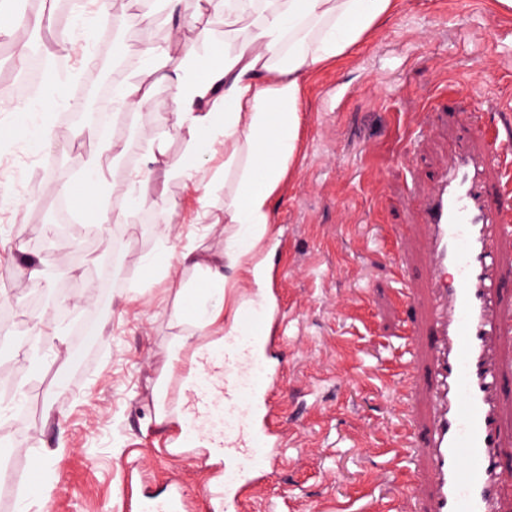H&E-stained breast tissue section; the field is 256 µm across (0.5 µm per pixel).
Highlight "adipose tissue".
Returning a JSON list of instances; mask_svg holds the SVG:
<instances>
[{"instance_id":"ef3b65f1","label":"adipose tissue","mask_w":512,"mask_h":512,"mask_svg":"<svg viewBox=\"0 0 512 512\" xmlns=\"http://www.w3.org/2000/svg\"><path fill=\"white\" fill-rule=\"evenodd\" d=\"M397 0H239L225 8V22L254 15L248 33L225 40L224 53H204L201 45L185 49L180 59L168 50L144 47L138 81H125L122 95L130 111H141L151 90L167 83L172 91L171 123L189 148L170 156L167 136L150 132L148 161L165 174L201 186L204 162L215 147L224 150V169L237 185L224 198V221L237 228L233 245L220 260L184 253L183 263L205 273L203 292L179 289L182 313L206 332L224 310L230 275L258 274L265 265L261 242L271 222L272 201L299 149L303 87L306 77L337 60L369 36L394 12ZM107 183L99 151L88 157L82 180L92 225L108 224L100 190Z\"/></svg>"}]
</instances>
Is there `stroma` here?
<instances>
[{
  "instance_id": "35a3bbf8",
  "label": "stroma",
  "mask_w": 512,
  "mask_h": 512,
  "mask_svg": "<svg viewBox=\"0 0 512 512\" xmlns=\"http://www.w3.org/2000/svg\"><path fill=\"white\" fill-rule=\"evenodd\" d=\"M139 5L128 0V32L119 37L114 17L98 15L95 0H71L63 27L43 0L47 42L83 43L97 56L98 75L88 79L76 54L62 76L39 86L50 109L31 110L19 95L0 98V126L30 115L48 133L42 160L64 162L51 181L37 171L18 188L11 166L0 162V197L11 202L10 217L0 220V310L12 313L0 320V336L16 339L0 350V512H121L123 483L154 491L175 473L187 512H209L202 490L221 475L203 450L173 458L179 426L156 422L154 408L173 359L190 363L205 348L177 295L181 285L201 290L203 279L180 255L193 249L220 257L231 243L234 225L197 221L224 214V156L205 163L209 188L196 191L148 170L139 123L116 125L112 182L147 169L165 205L120 223L118 269L103 293L104 238L83 232L78 195L91 147L57 124L63 113L95 112L90 91L110 81L113 62L134 73L137 47L167 43L165 26L140 24ZM122 44L127 53H118ZM439 94L448 101L441 114L425 105ZM302 110L300 149L273 199L266 237L274 245L269 286L286 315L274 330V351L286 380L290 462L245 512H312L326 499L344 512H414L404 498L414 457L391 446L405 418L395 402L402 348L390 259H404L412 282L425 277L411 226L457 129L468 125L476 138L494 120L512 137V14L497 12L492 0H470L465 11L458 0H399L359 48L310 75ZM61 200L73 216L70 232L43 236ZM19 244L47 260L45 277L13 270ZM164 247L171 272L158 275L146 259ZM69 311L106 327V335L73 340L61 319ZM37 313L64 340L49 355L24 343ZM62 369L63 391L56 387ZM33 472L52 485L49 500L33 494Z\"/></svg>"
}]
</instances>
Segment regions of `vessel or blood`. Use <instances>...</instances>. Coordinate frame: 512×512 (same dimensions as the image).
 I'll use <instances>...</instances> for the list:
<instances>
[{
    "label": "vessel or blood",
    "mask_w": 512,
    "mask_h": 512,
    "mask_svg": "<svg viewBox=\"0 0 512 512\" xmlns=\"http://www.w3.org/2000/svg\"><path fill=\"white\" fill-rule=\"evenodd\" d=\"M496 174L489 183L488 174ZM429 269L424 287L400 290L408 357L400 389L424 387V412L408 409L401 447L424 459L408 496L424 512H507L512 502V446L505 427V378L512 364L503 346L512 336V139L497 124L482 128L481 146L460 137L420 203ZM268 289L236 321L223 350L204 369L223 373L222 385L198 387L187 434L207 432L210 454L225 459L223 481L204 488L210 512H242L249 493L285 460L288 430L278 402L284 373L270 364ZM166 497L142 494L137 512H183L179 480Z\"/></svg>",
    "instance_id": "1"
}]
</instances>
